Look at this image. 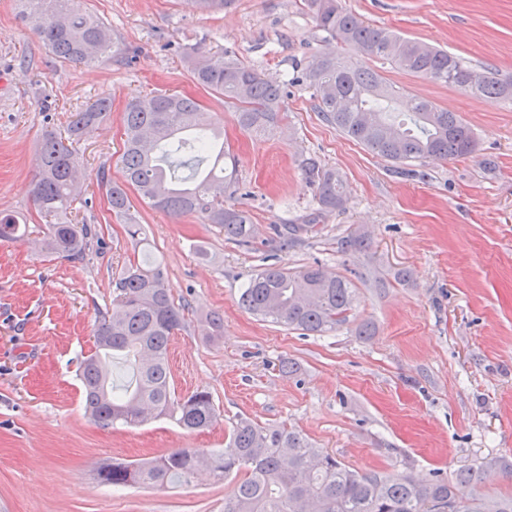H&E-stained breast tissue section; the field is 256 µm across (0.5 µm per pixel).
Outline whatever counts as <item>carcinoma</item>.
Returning a JSON list of instances; mask_svg holds the SVG:
<instances>
[{
	"instance_id": "1",
	"label": "carcinoma",
	"mask_w": 512,
	"mask_h": 512,
	"mask_svg": "<svg viewBox=\"0 0 512 512\" xmlns=\"http://www.w3.org/2000/svg\"><path fill=\"white\" fill-rule=\"evenodd\" d=\"M21 14L61 64L80 65L112 55L122 64L124 52L112 30L75 5V0H17ZM201 13L222 11L233 0H182ZM315 28L332 41L357 45L373 57L390 61L406 72L459 87L490 102L512 99V80L483 72V81L467 84L472 68L456 56L385 28L373 27L343 8L339 0H305ZM193 82L235 109L241 130L272 135L285 111L282 88L261 76L250 63L227 49L209 57L199 47L185 53ZM304 76L315 90V109L349 139L395 163L428 159H459L472 155L476 141L454 113L424 99H411L399 110L401 95L377 74L333 54H314L304 62ZM112 110V98L97 97L71 114L65 133L45 130L40 143L31 196L36 212L47 219L43 251L73 261L86 253L91 228L71 218L81 177L73 144ZM121 180L102 176L110 210L139 234L127 190L134 188L148 204L174 217L194 215L216 224L224 238L245 245L258 228L250 214L226 200L239 190L237 161L217 140L224 131L207 123L197 100L177 93L150 92L129 101L124 112ZM306 177L316 186L321 211L305 224H284L281 245L293 244L315 231L324 212L343 206L345 188L335 171L321 160L301 159ZM22 236L19 220L0 213V240ZM368 248L363 235L341 239V250L356 254ZM164 269L153 263L129 264L115 281L112 312L95 329V352L83 362L85 407L102 426H137L168 418L188 431H201L215 421L210 392L179 397L171 389L167 351L185 324V306L164 286ZM357 295L341 275H328L315 264L297 272L268 266L250 278L239 302L262 319L323 335L348 323ZM203 335L224 336V319L202 321ZM117 354L134 358L135 378L112 388L102 358ZM205 468L218 480L240 476L224 512H512V495L482 492L489 477L512 475V464L483 461L457 470L451 479L437 474L417 480L407 473L385 476L352 470L336 456L313 447L300 433L261 427L239 419L222 453L175 448L148 462L114 460L99 467L96 480L112 487L183 485Z\"/></svg>"
}]
</instances>
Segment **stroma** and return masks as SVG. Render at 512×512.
Wrapping results in <instances>:
<instances>
[{
    "mask_svg": "<svg viewBox=\"0 0 512 512\" xmlns=\"http://www.w3.org/2000/svg\"><path fill=\"white\" fill-rule=\"evenodd\" d=\"M367 22L512 78V0H341ZM134 52L116 66H63L32 31L16 0H0V211L26 216L28 235L0 241V512H224L235 479L199 474L181 486L113 490L92 460H149L171 448L221 451L239 418L285 426L357 471L452 477L478 461H512V102H488L399 70L361 49L324 40L302 0H236L224 12H186L178 0H81ZM229 49L284 86L277 134L239 129L223 98L197 87L184 54ZM331 51L378 73L404 98L427 99L471 128L475 153L427 160L415 173L378 157L327 123L296 65ZM177 92L222 123L239 160L236 206L259 229L247 245L217 225L173 218L133 198L144 240L112 214L102 177L120 180L123 112L133 97ZM112 110L74 148L84 169L77 221L89 224L83 260L34 247L46 226L31 200L44 130L63 127L96 96ZM340 174L343 209L323 215L295 246L274 234L318 207L299 159ZM366 235L349 255L339 241ZM160 262L165 286L185 304L169 348L177 395L206 390L218 410L201 433L157 419L100 427L85 412L80 366L98 318L131 261ZM358 289L351 322L323 335L261 321L240 307L242 288L268 265L311 264ZM224 319L217 340L197 321ZM372 323L373 336L354 327ZM292 363L293 373L280 369Z\"/></svg>",
    "mask_w": 512,
    "mask_h": 512,
    "instance_id": "stroma-1",
    "label": "stroma"
}]
</instances>
